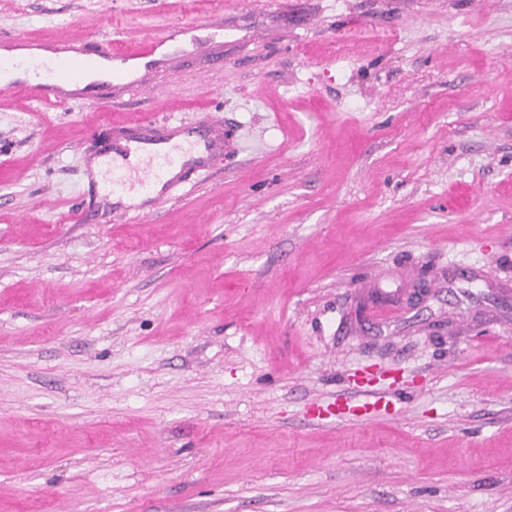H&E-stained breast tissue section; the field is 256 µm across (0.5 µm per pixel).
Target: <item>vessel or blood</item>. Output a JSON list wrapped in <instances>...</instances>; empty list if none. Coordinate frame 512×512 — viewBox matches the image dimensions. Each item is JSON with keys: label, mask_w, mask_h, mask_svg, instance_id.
Instances as JSON below:
<instances>
[{"label": "vessel or blood", "mask_w": 512, "mask_h": 512, "mask_svg": "<svg viewBox=\"0 0 512 512\" xmlns=\"http://www.w3.org/2000/svg\"><path fill=\"white\" fill-rule=\"evenodd\" d=\"M187 28L176 26L157 37L148 38L141 56L153 55L164 45L186 49ZM127 56H115L111 47L101 49L74 48L67 42L45 44L43 52L26 57L21 66L27 84L38 98L54 102L73 99L104 101L110 98L112 86L127 82ZM116 144L110 161L95 159L86 168L90 183L102 187L105 196L118 198L131 189L148 196L149 209H159L169 197V173L195 149L213 152L224 146V120L210 118L206 133L197 140L176 138L169 130L150 137L135 133L133 127H117Z\"/></svg>", "instance_id": "1"}]
</instances>
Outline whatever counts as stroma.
Returning a JSON list of instances; mask_svg holds the SVG:
<instances>
[{
	"label": "stroma",
	"instance_id": "stroma-1",
	"mask_svg": "<svg viewBox=\"0 0 512 512\" xmlns=\"http://www.w3.org/2000/svg\"><path fill=\"white\" fill-rule=\"evenodd\" d=\"M184 23L111 101L0 87V512H512V0H0ZM210 113L160 210L94 194L113 125Z\"/></svg>",
	"mask_w": 512,
	"mask_h": 512
}]
</instances>
